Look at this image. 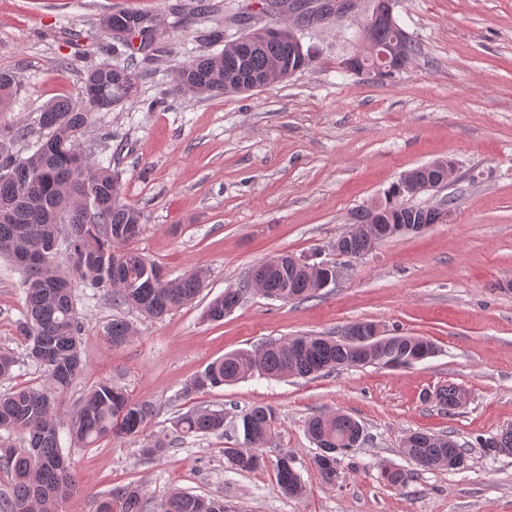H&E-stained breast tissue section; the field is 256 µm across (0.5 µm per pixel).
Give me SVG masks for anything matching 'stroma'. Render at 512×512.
Segmentation results:
<instances>
[{"label":"stroma","mask_w":512,"mask_h":512,"mask_svg":"<svg viewBox=\"0 0 512 512\" xmlns=\"http://www.w3.org/2000/svg\"><path fill=\"white\" fill-rule=\"evenodd\" d=\"M119 10L152 17L156 42L147 47L132 37L108 49L102 20ZM393 15L419 52L380 75L348 66L360 45L359 12L311 24L280 15L270 0H0V70L21 82L0 126L27 133L9 150L28 155L45 136L40 114L49 103L81 101L88 69L131 67L130 101L94 110L77 140L85 148L111 143L92 159L120 172L122 202L143 214L131 249L169 277L206 274L192 304L160 318L75 288L87 367L60 397V446L79 482L63 512H95L99 497L128 485L140 487L153 510L182 490L221 495L233 512H512V455L478 445L512 427V0H395ZM278 16L311 49L310 67L231 96L173 92L175 65L218 51L210 31L221 30L229 42ZM438 160L453 163L451 178L412 202L447 204V223L386 239L360 259L336 253L333 244L357 208L381 199L406 171ZM282 253L341 273L310 299L287 303L251 291L223 321L204 320L213 298ZM20 279L0 257V350L16 359L0 392L45 379L17 332L25 312ZM116 317L134 329L119 348L106 336ZM357 320L426 337L438 352L404 369L255 376L184 392L225 354L294 336L337 337ZM101 381L152 402L156 415L139 436L71 446L68 417ZM452 383L470 394L462 409L450 414L424 400ZM256 405L273 408L276 434L262 467L239 472L224 451L242 447L239 414ZM199 406L224 410L223 432L143 456V445L170 435L178 416ZM336 412L357 419L364 439L342 458L330 485L313 466L317 447L305 422ZM417 431L469 445L468 469L410 461L401 442ZM285 453L294 458L301 495L277 484ZM386 468L401 470L404 483L385 481Z\"/></svg>","instance_id":"1"}]
</instances>
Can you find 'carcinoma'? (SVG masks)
I'll return each mask as SVG.
<instances>
[{
  "mask_svg": "<svg viewBox=\"0 0 512 512\" xmlns=\"http://www.w3.org/2000/svg\"><path fill=\"white\" fill-rule=\"evenodd\" d=\"M107 36L121 38L138 34L148 44L156 37L154 21L135 12H117L103 21ZM280 37L243 44L227 66L224 52L209 55L175 70L173 91L198 96H222L241 92L239 84L266 76L274 63L288 61L294 46L288 28L279 22ZM418 52L416 42L397 24L384 22L372 33V43L358 53L361 67L397 69L398 59L409 62ZM135 74L128 68L114 73L105 68L91 70L84 88L93 89L108 106L131 97ZM20 92L15 75L0 72V112L10 109ZM95 104L77 105L57 101L42 112L41 124L48 130L26 157L0 148V207L11 208V218L0 220V256L7 257L24 274L25 320L19 333L26 357L44 367L47 381L40 387H18L0 394V465L10 473L7 490L0 492V512H61V505L79 489L69 462L63 455L58 433V395L85 371L81 347V321L73 298V281H89L108 296L159 318L194 300L204 285L205 275L190 270L169 278L155 263L126 248L142 230L140 210L120 200L119 175L94 163L76 138L88 125ZM408 195L392 184L384 199L357 209L347 228L353 230L352 245L364 252L376 244L375 227L381 219L401 224L435 223L438 207L408 205ZM66 225L72 249L68 270L61 269L53 250L59 225ZM262 275L260 290L269 298L290 302L304 300L336 281V269L329 266L318 275L304 272L284 262L275 266L266 260L253 270ZM251 290V280L226 295L214 298L205 311L208 321H221ZM133 335L124 320L114 319L107 328L112 346L125 344ZM416 350L412 337L394 333L380 338L365 356L352 345L334 338L312 336L301 345L298 338L271 341L258 350H238L211 362L186 391H203L250 378L256 374L271 378L309 377L341 367L378 365L389 368L412 366ZM461 387L450 384L436 390L434 399L442 408L458 406ZM155 416L147 401H135L120 388L100 382L85 396L68 425L71 444L90 448L106 438L141 433ZM245 439L242 452L224 450L230 465L241 472L257 469L262 448L276 431L277 417L268 406H253L240 415ZM307 432L319 448L313 464L328 484L336 481L339 456L358 447L363 430L353 417L317 414L306 423ZM224 430V410L199 407L175 422L177 436L156 440L144 448L147 456L159 455L189 436ZM17 434L21 443H13ZM408 456L420 457L441 468L448 458L468 460L467 449L446 436L416 432L408 436ZM277 483L282 492L297 496L302 492L293 457L281 455L276 464ZM119 512H144L138 488L117 491ZM159 512H230L218 495L198 496L174 491L159 505Z\"/></svg>",
  "mask_w": 512,
  "mask_h": 512,
  "instance_id": "cac0c4a2",
  "label": "carcinoma"
}]
</instances>
